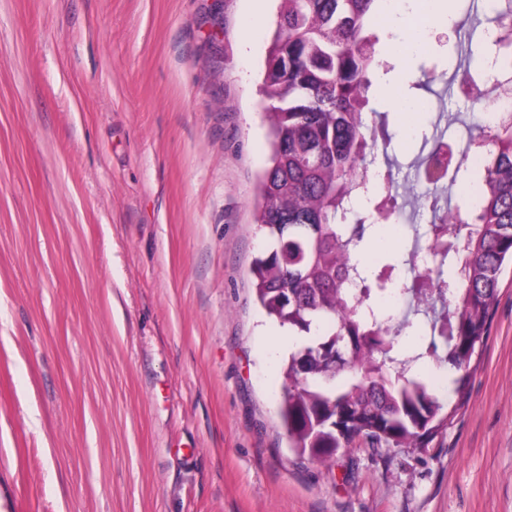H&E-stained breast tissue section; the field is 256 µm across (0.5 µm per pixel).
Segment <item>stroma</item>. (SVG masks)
I'll use <instances>...</instances> for the list:
<instances>
[{"instance_id":"1","label":"stroma","mask_w":512,"mask_h":512,"mask_svg":"<svg viewBox=\"0 0 512 512\" xmlns=\"http://www.w3.org/2000/svg\"><path fill=\"white\" fill-rule=\"evenodd\" d=\"M279 0H0V512H512V268L429 448L293 453L290 339L257 309L250 201ZM379 101L396 178L437 110L429 71Z\"/></svg>"}]
</instances>
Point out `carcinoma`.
Returning <instances> with one entry per match:
<instances>
[{
    "mask_svg": "<svg viewBox=\"0 0 512 512\" xmlns=\"http://www.w3.org/2000/svg\"><path fill=\"white\" fill-rule=\"evenodd\" d=\"M381 0H281L265 60L264 116L270 154L259 178L256 227L266 247L251 268L266 316L300 338L281 365L278 416L288 447L325 465L360 436L387 448H427L454 408L419 364L444 363L462 395L472 360L490 332L500 278L512 264V118L484 139L464 124L466 152L448 163L441 144L415 164L412 210L428 208L429 231L411 225L410 270L429 258V276L370 271L358 259L378 223L404 205L392 192L388 113L374 107L385 67L377 57ZM499 31L497 57L512 64V0L484 15ZM464 182L477 205L470 220L443 193ZM453 270L446 277L445 268ZM387 297L404 308L389 316ZM421 333L411 354L402 340Z\"/></svg>",
    "mask_w": 512,
    "mask_h": 512,
    "instance_id": "obj_1",
    "label": "carcinoma"
}]
</instances>
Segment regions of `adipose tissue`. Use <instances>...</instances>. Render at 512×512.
<instances>
[{
    "label": "adipose tissue",
    "instance_id": "ef3b65f1",
    "mask_svg": "<svg viewBox=\"0 0 512 512\" xmlns=\"http://www.w3.org/2000/svg\"><path fill=\"white\" fill-rule=\"evenodd\" d=\"M448 10V0H386V14L395 33L391 52L402 63H410L419 48L421 35L439 28Z\"/></svg>",
    "mask_w": 512,
    "mask_h": 512
}]
</instances>
